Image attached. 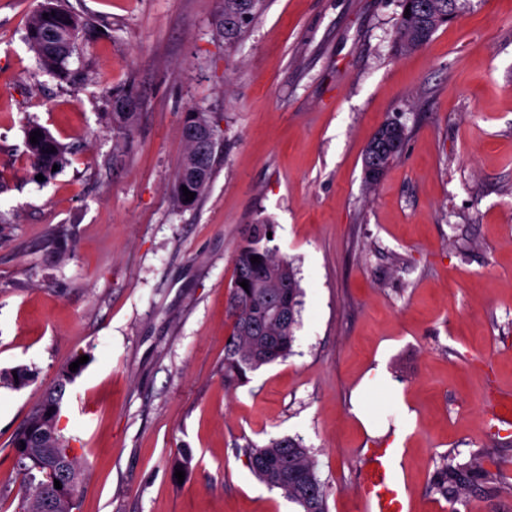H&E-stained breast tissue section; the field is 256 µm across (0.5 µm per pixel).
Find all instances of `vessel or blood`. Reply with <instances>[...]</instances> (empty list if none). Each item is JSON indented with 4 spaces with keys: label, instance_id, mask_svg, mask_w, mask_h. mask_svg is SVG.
Returning a JSON list of instances; mask_svg holds the SVG:
<instances>
[{
    "label": "vessel or blood",
    "instance_id": "1",
    "mask_svg": "<svg viewBox=\"0 0 512 512\" xmlns=\"http://www.w3.org/2000/svg\"><path fill=\"white\" fill-rule=\"evenodd\" d=\"M396 449H368L364 512H411V498L394 470Z\"/></svg>",
    "mask_w": 512,
    "mask_h": 512
}]
</instances>
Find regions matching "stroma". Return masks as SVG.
Returning a JSON list of instances; mask_svg holds the SVG:
<instances>
[{"label":"stroma","instance_id":"1","mask_svg":"<svg viewBox=\"0 0 512 512\" xmlns=\"http://www.w3.org/2000/svg\"><path fill=\"white\" fill-rule=\"evenodd\" d=\"M43 0H0V512L28 484L12 442L75 358L58 427L81 466L72 512H296L235 445L298 437L328 512H363L367 449L392 442L413 512H512V439L490 401L512 393V0H469L421 49L395 51L400 0H268L225 49L223 0H66L96 30L70 68L25 41ZM132 90L126 142L102 88ZM217 130L200 201L174 205L185 112ZM407 130L375 191L363 154L384 121ZM71 152L34 179L29 124ZM266 221L303 294L291 355L224 386L233 256ZM66 227L68 239L53 233ZM367 431L356 389L374 368ZM191 449L184 481L173 472ZM480 457L456 500L442 458ZM477 471L482 472L486 477L487 482L490 484V489L497 488L496 475L494 473L487 472L479 463L470 462L454 465L452 460L448 462L447 457L446 459H443V462L438 468L433 489L446 496L454 494L456 492V488L464 482L467 474Z\"/></svg>","mask_w":512,"mask_h":512}]
</instances>
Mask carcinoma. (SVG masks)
<instances>
[{
  "instance_id": "carcinoma-1",
  "label": "carcinoma",
  "mask_w": 512,
  "mask_h": 512,
  "mask_svg": "<svg viewBox=\"0 0 512 512\" xmlns=\"http://www.w3.org/2000/svg\"><path fill=\"white\" fill-rule=\"evenodd\" d=\"M459 0H402V7L410 8V14L400 13L396 23V50L411 52L426 45L437 30L448 22V17L458 9ZM266 0H224V44L233 47L242 39L245 31L265 10ZM48 18H43V14ZM69 26L77 34H86L92 24L67 9L62 0H44L27 22L25 40L36 55L40 67L75 87L82 85L83 73L68 68V59L82 52L83 46H72L64 54L49 43L52 34ZM112 127L131 135L138 120L136 112L108 114ZM393 123H383L366 146L363 158V183L366 189H374L385 171L401 154L402 149H392L386 133ZM40 131L38 143L25 141L27 155L36 173L48 180L55 176L53 165L63 168L66 164L67 147L58 141L45 127L31 124L27 132ZM215 158L208 160V169L199 181L190 179L184 163H179L171 195L179 207L196 203L207 189L214 172ZM195 193L194 199L185 201L182 187ZM271 225L261 221L248 227L234 253V281L227 302L230 333L224 341V384L238 385L248 380V373L255 372L277 360L286 359L295 340L294 328L298 322L301 287L292 264L268 246L267 234ZM257 256L259 261L251 262ZM246 281L248 288L239 282ZM24 368L0 372V384L17 390L26 385ZM79 372L64 368L54 386L35 405L27 416L22 431L16 438L18 452H24L21 443L27 435L42 429L48 423L58 425L60 403L66 385L73 382ZM54 450L42 451L29 459L19 458L17 465L25 473H37L36 484L25 489L19 512H67V504L77 495L80 481L55 498V508H44V495L54 491L58 459L72 451L69 443L54 429ZM237 450L246 460L247 467L260 482L279 490L295 504L297 512H328L327 490L316 472V463L301 441L292 437L270 438L255 442L244 438ZM481 472L490 488L497 485L496 475L485 471L478 463L453 464L443 460L440 464L433 489L443 495L456 492L467 474Z\"/></svg>"
}]
</instances>
